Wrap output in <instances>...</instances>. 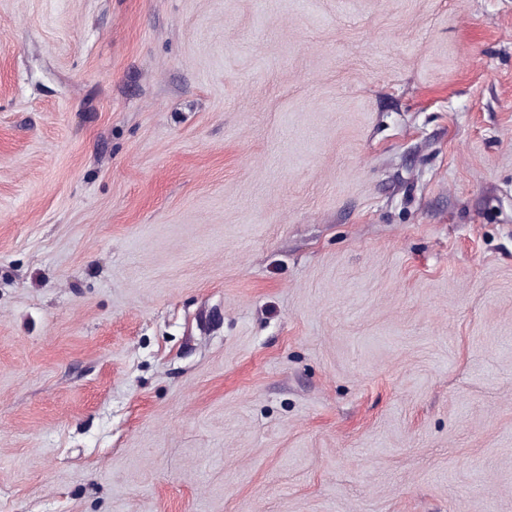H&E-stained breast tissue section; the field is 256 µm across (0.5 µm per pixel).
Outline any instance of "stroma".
<instances>
[{"mask_svg":"<svg viewBox=\"0 0 512 512\" xmlns=\"http://www.w3.org/2000/svg\"><path fill=\"white\" fill-rule=\"evenodd\" d=\"M0 512H512V0H0Z\"/></svg>","mask_w":512,"mask_h":512,"instance_id":"1","label":"stroma"}]
</instances>
